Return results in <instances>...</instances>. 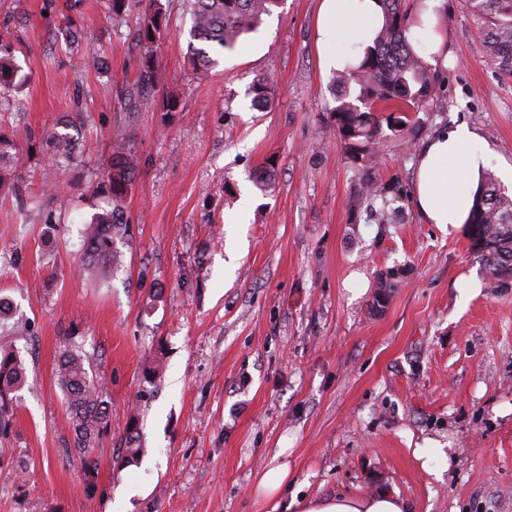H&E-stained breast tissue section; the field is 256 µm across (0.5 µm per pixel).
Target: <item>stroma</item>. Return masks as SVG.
I'll use <instances>...</instances> for the list:
<instances>
[{
    "label": "stroma",
    "mask_w": 512,
    "mask_h": 512,
    "mask_svg": "<svg viewBox=\"0 0 512 512\" xmlns=\"http://www.w3.org/2000/svg\"><path fill=\"white\" fill-rule=\"evenodd\" d=\"M164 2L158 61L182 109L131 123L141 165L121 265L90 282L77 272L83 230L106 194L85 166L106 165L123 117L137 16L116 32L99 0H0V41L24 78L0 112L17 160L0 188V297L13 305L0 344L27 368L0 512H298L307 497L378 491L398 492L407 512H512V288L485 279L466 228L422 223L410 201L402 223H351L354 173L326 134L318 0H281L200 79L183 63L188 4ZM487 25L448 0L444 97L415 118L431 133L478 129L499 177L512 170V81L480 48ZM94 50L102 68L84 64ZM263 76L277 96L259 112L251 87ZM78 113L84 162L55 166L44 141ZM392 267L407 274L370 315ZM71 344L112 404L93 489L55 378ZM133 411L145 454L123 470ZM281 464L277 503L257 498ZM288 480V467L278 465L268 469L257 486V493L266 498L275 497Z\"/></svg>",
    "instance_id": "35a3bbf8"
}]
</instances>
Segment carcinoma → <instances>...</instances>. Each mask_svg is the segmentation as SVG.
<instances>
[{
    "label": "carcinoma",
    "instance_id": "cac0c4a2",
    "mask_svg": "<svg viewBox=\"0 0 512 512\" xmlns=\"http://www.w3.org/2000/svg\"><path fill=\"white\" fill-rule=\"evenodd\" d=\"M469 5L489 15L493 22L478 33L484 55L501 73L512 78V0H466ZM191 37L187 63L196 73L215 67L217 61L206 50L219 46L232 50L241 36L254 32L263 17L279 0H188ZM385 20L361 63L336 73L332 78L336 106L330 109V135L354 170L357 186L348 202L353 221L361 214L376 224H397L399 210L390 204L407 196L399 178L378 180L376 169L387 146L385 130L413 145L420 127L408 117L421 112L441 97L443 81L431 70L409 43L407 9L402 0H383ZM103 7L120 28L131 9L138 10L139 22L133 36L136 49V77L127 84L118 99L120 110L131 120L141 112L178 111L180 95L166 91L168 77L157 60V48L168 35L169 19L162 0H104ZM15 79L13 58L0 55V89ZM275 87L266 78L253 87L252 106L263 111L273 105ZM112 152L103 169L90 168L88 173L105 183L107 207L88 224L84 237L81 269L87 278H106L117 261L115 238L124 235L123 209L133 180L140 167V156L128 134L127 124L119 122L110 132ZM49 153L56 164H70L77 159L76 137L53 133ZM470 250L482 262L485 274L496 287L512 286V194L498 179L486 173L483 188L473 206L468 229ZM404 270L393 267L379 273L370 310L377 314L386 307ZM26 379L23 359L10 346H0V437L7 435L14 416V394ZM57 385L66 407L75 452L82 457L86 487L95 488L98 462L93 457L101 438L110 432L111 417L106 401V386L93 373L89 359L75 346L61 353L56 369ZM125 455L121 468L138 464L145 449L139 447L137 418L126 423Z\"/></svg>",
    "mask_w": 512,
    "mask_h": 512
}]
</instances>
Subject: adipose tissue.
Listing matches in <instances>:
<instances>
[{
	"label": "adipose tissue",
	"mask_w": 512,
	"mask_h": 512,
	"mask_svg": "<svg viewBox=\"0 0 512 512\" xmlns=\"http://www.w3.org/2000/svg\"><path fill=\"white\" fill-rule=\"evenodd\" d=\"M447 0H417L416 18L406 32L414 50L431 68L448 63L445 31ZM384 23L381 0H320L316 48L323 73L358 64ZM490 151L479 133L466 125L425 140L413 166L410 198L422 223L458 226L467 222ZM301 512H405L398 494L308 499Z\"/></svg>",
	"instance_id": "ef3b65f1"
}]
</instances>
